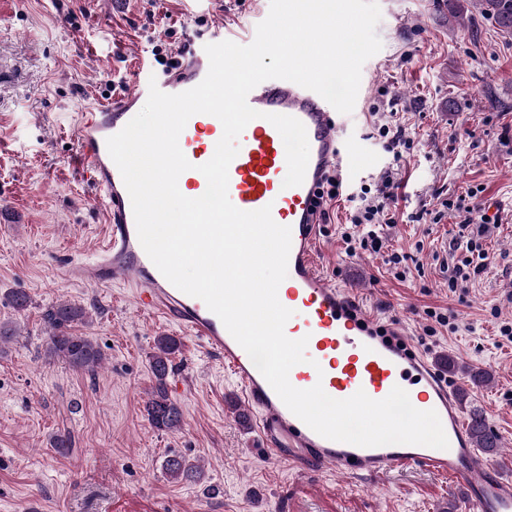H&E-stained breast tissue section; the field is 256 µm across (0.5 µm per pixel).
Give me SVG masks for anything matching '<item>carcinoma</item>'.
I'll list each match as a JSON object with an SVG mask.
<instances>
[{
	"instance_id": "obj_1",
	"label": "carcinoma",
	"mask_w": 512,
	"mask_h": 512,
	"mask_svg": "<svg viewBox=\"0 0 512 512\" xmlns=\"http://www.w3.org/2000/svg\"><path fill=\"white\" fill-rule=\"evenodd\" d=\"M475 6L484 17L507 31H512V0H476ZM84 317L83 308L68 302L55 304L44 313V320L53 329L50 353L61 357L74 370L92 371L102 363V350L93 337L72 331V325L83 321ZM155 347L156 352L151 362L154 385L146 403L147 419L158 431L176 432L183 425V412L169 397L167 378L172 355L179 349V341L173 336H159ZM469 428L477 447L486 453L492 454L499 447L498 435L489 429L482 416H473ZM164 468L173 480L197 481L202 478L199 467L182 455L167 456Z\"/></svg>"
}]
</instances>
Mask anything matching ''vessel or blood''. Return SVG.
I'll list each match as a JSON object with an SVG mask.
<instances>
[{
  "label": "vessel or blood",
  "instance_id": "1",
  "mask_svg": "<svg viewBox=\"0 0 512 512\" xmlns=\"http://www.w3.org/2000/svg\"><path fill=\"white\" fill-rule=\"evenodd\" d=\"M208 69L205 50H198L176 72L158 76L152 83L138 80L116 100L82 113L76 161L103 200L105 244L95 262L73 268L71 277L100 286L128 283L144 312L173 320L222 360L237 381L247 414L270 457L343 475L378 476L414 465L465 487L466 512H512V481L503 479L495 465L482 462L456 400L454 382L429 357L410 347L398 325L371 316L349 289L332 283L316 262V191L345 152L334 109L317 93L279 79L255 87L248 103L261 116L243 130L239 153L229 166L228 195L236 207L243 211L271 207L274 221L291 229L287 277L277 296L293 312L287 322L289 338H307L310 360L292 367L289 381L299 389L322 385L335 399L362 390L380 400L393 387H401L415 408L437 412L448 448L360 447L318 435L286 407L218 316L201 299L171 284L147 256L138 238L130 196L106 141L138 114L150 84L169 94L181 93L198 85ZM270 113L295 117L306 128L310 154L301 185H283L286 152L279 132L266 119ZM222 132L220 120L209 114L193 115L181 132L179 147L191 168L180 175L178 188L189 197L206 191L207 180L198 167L212 158Z\"/></svg>",
  "mask_w": 512,
  "mask_h": 512
}]
</instances>
